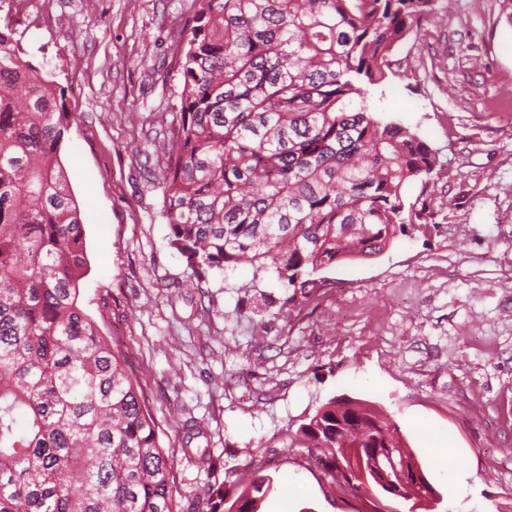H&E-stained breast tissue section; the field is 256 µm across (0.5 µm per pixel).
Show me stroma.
I'll list each match as a JSON object with an SVG mask.
<instances>
[{
    "label": "stroma",
    "instance_id": "obj_1",
    "mask_svg": "<svg viewBox=\"0 0 512 512\" xmlns=\"http://www.w3.org/2000/svg\"><path fill=\"white\" fill-rule=\"evenodd\" d=\"M192 0H42L0 10L20 59L65 93L61 161L85 224L81 306L126 355L172 458L175 512L210 485L275 474L259 512H370L289 437L330 400L400 425L443 512H512V23L498 0H442L370 91L445 170L435 219L321 271L303 304L273 273L196 287L169 245L155 132L180 108L177 30ZM258 288H251V281Z\"/></svg>",
    "mask_w": 512,
    "mask_h": 512
}]
</instances>
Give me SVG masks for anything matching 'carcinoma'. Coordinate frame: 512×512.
I'll use <instances>...</instances> for the list:
<instances>
[{
    "label": "carcinoma",
    "instance_id": "carcinoma-1",
    "mask_svg": "<svg viewBox=\"0 0 512 512\" xmlns=\"http://www.w3.org/2000/svg\"><path fill=\"white\" fill-rule=\"evenodd\" d=\"M438 0H192L178 62L173 137L154 138L169 244L200 280L249 263L286 303L323 269L382 252L432 223L408 188L435 186L438 153L372 115L369 88ZM64 91L20 60L0 30V512H173V460L125 355L81 306L85 229L60 147L75 123ZM339 488L349 449L409 452L389 416L332 400L297 430ZM276 477L237 495L258 512ZM211 486L199 512H224Z\"/></svg>",
    "mask_w": 512,
    "mask_h": 512
}]
</instances>
